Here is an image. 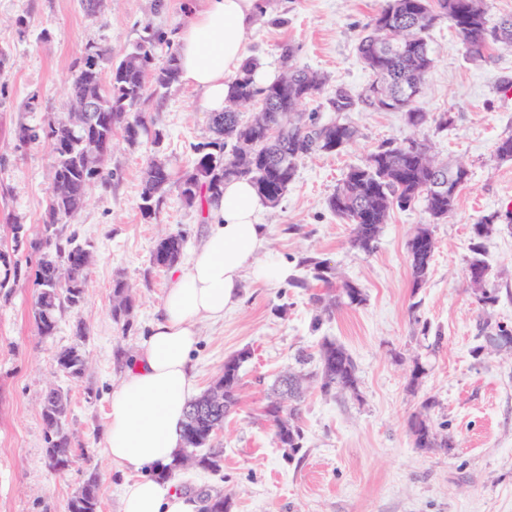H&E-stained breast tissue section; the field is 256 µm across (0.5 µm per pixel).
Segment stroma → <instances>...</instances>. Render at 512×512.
<instances>
[{
  "mask_svg": "<svg viewBox=\"0 0 512 512\" xmlns=\"http://www.w3.org/2000/svg\"><path fill=\"white\" fill-rule=\"evenodd\" d=\"M189 0H103L87 15L81 0H0V250L20 272L0 264V512H66L88 474L100 486V512H117L121 474L99 447L108 403L126 355L145 336L174 277L151 263L157 241L183 233L186 248L199 244L207 224L201 209L170 190L158 217L140 211L142 170L151 157L175 171L188 169L193 145L210 136V114L181 83L150 100L144 117L161 142L128 144L112 137L105 166L112 179H94L83 210L65 225L87 244L81 309L58 317L53 335L39 336L33 316L39 288L34 270L53 168L47 140L20 144L26 125L46 127L70 110L68 84L88 45H107L120 59L146 29L173 38ZM383 0H257L248 36L251 56L282 72V53L324 73L328 89L362 90L371 74L356 51L359 33ZM436 59L420 105L447 116L446 128L413 127L402 112H351L355 142L337 154L302 159L287 193L260 216L266 248L291 265L290 278L263 283L245 278L241 304L218 325L205 324L193 354L200 389L224 371L225 360L247 349L240 408L217 441L221 471L197 468L179 486L224 490L230 512H512V348L486 346L481 330L491 319L512 330V161L499 160L495 144L512 133V47L495 45L482 62L466 58L447 23L429 33ZM416 139L433 155L464 164L470 179L456 211L431 224L422 205L394 210L378 246L363 253L350 244L351 226L327 207L350 167L364 163L387 141ZM498 215L496 232L483 241L490 285L499 301L478 305L466 275L471 228ZM24 225L28 244L14 249L11 227ZM430 227L436 247L428 280L414 287L406 242ZM328 263L334 277L362 289V305L335 309L320 328L317 295L328 286L308 259ZM132 287L126 321L112 317L116 282ZM342 343L354 358L357 394L325 395L311 388L302 409L305 439L294 459L278 448L260 411L275 376L294 367L299 351L316 352L322 338ZM79 346L88 361L77 383L58 372L55 355ZM424 373L411 385L414 366ZM69 396L68 428L79 458L64 474L45 459L42 399L49 388ZM438 435H453V451L414 448L409 421L425 399ZM88 460H81V453Z\"/></svg>",
  "mask_w": 512,
  "mask_h": 512,
  "instance_id": "35a3bbf8",
  "label": "stroma"
}]
</instances>
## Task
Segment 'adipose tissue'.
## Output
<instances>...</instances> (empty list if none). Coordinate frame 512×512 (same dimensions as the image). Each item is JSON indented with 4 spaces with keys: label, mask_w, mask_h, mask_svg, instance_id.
I'll list each match as a JSON object with an SVG mask.
<instances>
[{
    "label": "adipose tissue",
    "mask_w": 512,
    "mask_h": 512,
    "mask_svg": "<svg viewBox=\"0 0 512 512\" xmlns=\"http://www.w3.org/2000/svg\"><path fill=\"white\" fill-rule=\"evenodd\" d=\"M255 2L202 0L176 35L178 79L209 111L223 110L230 77L247 59ZM263 208L248 181L225 182L223 195L206 205L212 223L202 243L168 288L149 335L126 360L102 434L103 454L125 476L119 512H191L173 484L140 471L168 465L180 446L186 406L198 391L191 353L200 324L223 323L240 302L245 274L267 282L289 275L285 263L259 257L267 233L258 221Z\"/></svg>",
    "instance_id": "ef3b65f1"
}]
</instances>
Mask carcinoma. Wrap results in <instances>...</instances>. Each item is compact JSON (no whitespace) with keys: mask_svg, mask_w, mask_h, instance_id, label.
Instances as JSON below:
<instances>
[{"mask_svg":"<svg viewBox=\"0 0 512 512\" xmlns=\"http://www.w3.org/2000/svg\"><path fill=\"white\" fill-rule=\"evenodd\" d=\"M443 21L457 32L471 60H484L487 50L495 44L512 47V14L495 21L484 0H385L357 44V51L371 73V82L358 94L344 86L336 87L326 99V108L336 114L328 122L313 113L306 116L297 111L303 101L324 90L326 75L291 64L293 50L288 48L283 54L288 73L268 86L258 87L252 79L257 59H248L232 81L233 91L224 111L212 113L213 137L194 146L192 167L176 175L166 165L159 167L152 159L146 162L141 192L146 204L142 208L144 216L157 214L173 187L187 204L193 205L207 195L222 193L224 181L231 178L249 180L267 203H279L296 177L300 160L316 153H339L355 141L357 129L342 118L347 112L403 111L414 127L434 120V115L410 100V96L414 90H423L426 76L435 67L428 37L431 29ZM163 43L161 33L143 36L115 64L109 48L90 46L91 54L82 57L72 74L68 87L70 104H75L77 95L89 94L98 99L102 111L94 113L85 127L64 119L48 124L45 138L52 151L53 181L44 221L45 236L38 243L43 255L35 271L42 292L37 296L34 320L42 336L53 333L58 312L78 308L84 301L86 248L77 243L74 235L61 239L57 225L73 220L74 197L87 192L85 185L89 181L98 176L104 179L112 176V172L103 168L96 172L86 169L82 152L111 145L117 128L122 129L124 138L132 144L149 133L156 143L162 139V132L150 131L142 107L150 100L147 75H152L157 91L169 88L178 79L174 52L168 53L161 67L152 68ZM251 102L261 103V109L245 122L238 107ZM458 167L457 163L437 160L423 142H389L371 153L365 164L347 171L329 197L328 207L352 225V246L369 253L382 225L388 222L396 207L420 203L433 220L448 219L456 210L461 188L468 182L458 175ZM440 172L446 177L442 187L435 179ZM496 219L495 215L486 216L472 225L475 242L471 243L470 251L474 257L466 268L472 287L478 290L477 302L486 313L495 306L498 295L488 285V266L479 258L482 249L479 240L493 233ZM185 242L182 233L160 239L151 255L152 264L158 268L173 266L181 258ZM434 250L432 232L426 227L408 240L414 287L426 283ZM113 296L112 317L119 321L131 306L127 285L116 282ZM364 301L361 289L347 281L336 289V295L316 297L321 315L315 318V325H320L322 316L331 315L339 305L357 306ZM248 358L246 351L227 358L223 374L188 403L182 446L171 464L149 467L151 477L161 480L174 477L182 471L186 456L193 452L200 469L220 471L224 449L214 444V438L224 426V419L239 406L241 368ZM55 362L58 370L74 383L85 375L86 361L78 346L59 351ZM307 381L317 383L326 394L333 390L354 394L358 391L357 365L343 345L326 338L320 345L315 370L308 374L287 370L276 378L272 385L273 398L264 404L261 416L273 427L277 446L289 458L303 448L301 402ZM212 395L221 398L217 411L189 419L191 411ZM67 414V393L59 388L49 390L42 407L48 460L68 462L75 458L72 437L66 427ZM409 429L413 446L420 450L456 448L454 437L448 434L438 438L427 415L421 412L412 417ZM98 508V478L91 473L82 483L81 497L69 500L67 512H98Z\"/></svg>","mask_w":512,"mask_h":512,"instance_id":"obj_1","label":"carcinoma"}]
</instances>
